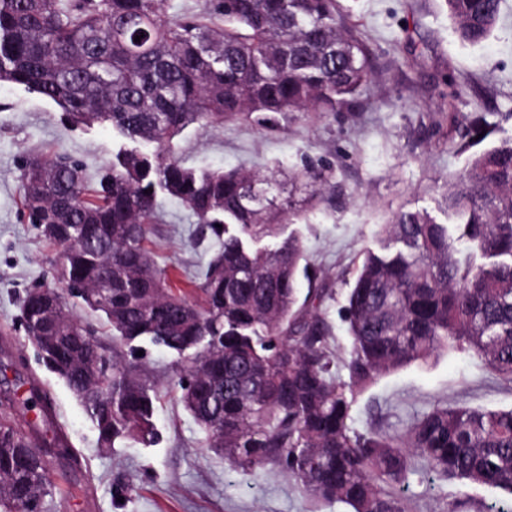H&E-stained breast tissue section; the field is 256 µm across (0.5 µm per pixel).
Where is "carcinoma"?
<instances>
[{
	"instance_id": "obj_1",
	"label": "carcinoma",
	"mask_w": 512,
	"mask_h": 512,
	"mask_svg": "<svg viewBox=\"0 0 512 512\" xmlns=\"http://www.w3.org/2000/svg\"><path fill=\"white\" fill-rule=\"evenodd\" d=\"M444 2L457 37L479 45L503 0ZM167 8L168 0H0V81L134 144L95 188L65 155L31 159L20 174L25 218L64 249V291L29 292L22 323L79 399L99 447L156 444L157 394L136 346L148 341L174 355L184 408L245 476L276 463L314 501L404 512L397 490L417 457L440 478L512 499V409L439 403L401 434H359L346 395L443 349L472 351L512 380V138L448 178L446 222L401 209L380 226L379 249L364 253L347 294L349 382L338 383L324 297L310 288L299 300L308 266L299 239L280 237L296 202L250 169L184 166L173 140L191 125L355 112L372 61L343 28L336 0H207L199 13L170 16ZM303 178L310 204L326 176ZM160 194L219 241L195 301L170 287L144 246ZM265 238L274 245L258 247ZM67 293L128 352L106 354ZM65 445L19 433L13 400L0 402V512H45L50 465Z\"/></svg>"
}]
</instances>
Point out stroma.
<instances>
[{
  "instance_id": "stroma-1",
  "label": "stroma",
  "mask_w": 512,
  "mask_h": 512,
  "mask_svg": "<svg viewBox=\"0 0 512 512\" xmlns=\"http://www.w3.org/2000/svg\"><path fill=\"white\" fill-rule=\"evenodd\" d=\"M349 26L375 61L372 84L355 112H288L269 126L230 120L189 126L175 138L185 166H240L277 171L280 181L308 169L330 183L322 203L285 224L295 234L324 292L333 372L348 381L351 340L342 319L347 291L375 233L399 209L436 211L450 176L461 172L469 120L483 112L493 140L512 138V0L481 45L461 42L442 0H338ZM127 141L110 124L67 121L54 102L0 82V392L11 390L22 433L63 432L70 456L50 471L55 494L48 512H349L341 503L311 502L269 464L257 477L231 470L205 445V435L180 403L164 348L144 345L142 363L160 389L156 446L129 440L109 451L65 382L48 371L22 325L27 291L51 287L62 249L21 215L20 169L26 157L64 153L89 180L111 164ZM149 247L171 285L196 299L215 243L181 202L161 201ZM350 426L401 433L436 403L512 408V381L475 354L451 351L348 393ZM400 495L406 512H484L497 493L417 468Z\"/></svg>"
}]
</instances>
